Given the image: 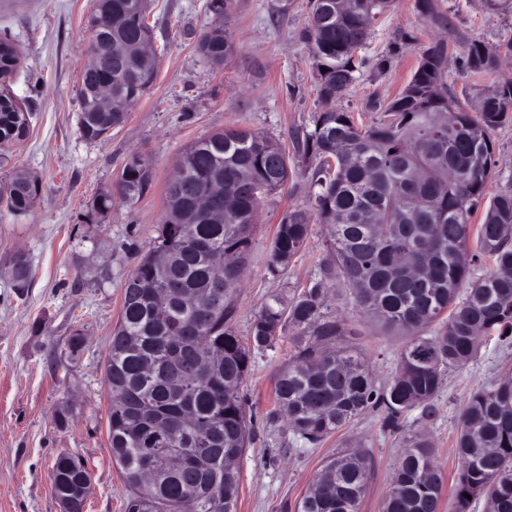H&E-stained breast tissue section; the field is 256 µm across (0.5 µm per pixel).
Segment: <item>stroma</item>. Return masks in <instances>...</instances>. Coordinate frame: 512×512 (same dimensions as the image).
Segmentation results:
<instances>
[{
	"label": "stroma",
	"mask_w": 512,
	"mask_h": 512,
	"mask_svg": "<svg viewBox=\"0 0 512 512\" xmlns=\"http://www.w3.org/2000/svg\"><path fill=\"white\" fill-rule=\"evenodd\" d=\"M207 0H150L148 23L157 39L153 86L128 108L124 126L89 143L78 125L80 73L88 62L87 19L91 0H0V36L11 38L20 62L8 89L29 115L26 137L8 147L0 180L12 168L38 178L41 194L26 216L0 215V512H61L52 492L51 465L62 453L84 460L91 491L84 512H124L127 489L112 461L106 431L108 399L104 365L121 309V289L137 258L146 253L163 214L162 194L173 165L193 141L226 127L267 134L290 147L292 130L311 127L320 111L315 61L300 32L309 0H233L228 25L234 54L215 68L196 51L200 33L214 23ZM455 27L444 37L488 44L512 40V8L493 11L486 0H444ZM414 41L402 44V34ZM437 31L420 17L415 0H395L374 23L359 54L365 65L341 101L358 122L376 121L382 107L408 84L423 47ZM388 59L376 70L377 59ZM512 82V59L491 73L474 75L457 59L448 63V88L476 107L495 86ZM494 167L487 193L512 192V122L492 133ZM139 152L154 177L136 203L114 201L110 212L92 210L111 189L127 157ZM310 169L300 165L288 184L265 196L250 241L243 285L236 297V331L250 324L272 291L290 296L317 277L324 230L311 226L302 252L287 267L270 266L274 231L290 210L309 207ZM24 254L31 269L26 294L13 286V259ZM82 332L85 346L69 358L67 345ZM359 344L385 383L396 364L400 339L365 324ZM290 345L256 354L243 384L254 417L255 438L239 462L237 512H295L323 462L346 445L373 459L359 512H383L393 474L409 440L427 435L447 476H454L457 421L469 394L512 368V347L488 337L477 357L451 371L432 415L411 411L403 428L384 430L369 413L315 448L282 451L291 433L268 426L273 378L288 361ZM66 421H59V414Z\"/></svg>",
	"instance_id": "1"
}]
</instances>
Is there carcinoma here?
<instances>
[{"instance_id":"cac0c4a2","label":"carcinoma","mask_w":512,"mask_h":512,"mask_svg":"<svg viewBox=\"0 0 512 512\" xmlns=\"http://www.w3.org/2000/svg\"><path fill=\"white\" fill-rule=\"evenodd\" d=\"M393 0H309L301 39L312 49L322 103L313 127L295 134L294 158L280 142L226 128L182 152L164 189L161 224L151 249L122 289L105 368L107 437L128 488L125 512H237L238 462L254 436L241 384L256 351L275 347L286 328L293 353L275 375L271 426L288 422L293 441L319 444L368 413L390 431L416 408L430 415L451 368L468 364L480 337L512 340V193L486 198L494 166L492 131L508 117L512 83L496 86L469 111L448 94V42L425 46L402 92L379 122L360 127L336 103L350 91L356 51ZM424 21L451 26L443 0H415ZM147 0H91L89 26L100 28L87 52L106 41L129 46L87 69L79 84V131L88 142L122 127L126 112H103L101 91L131 103L156 79ZM228 24L217 22L197 41L200 55L221 66L233 50ZM512 56V40H466L463 67L494 71ZM326 71H321V68ZM3 94L0 136L28 116ZM320 160L311 173L309 210H290L277 224L270 264L286 266L305 246L311 218L325 230L318 276L300 293L269 295L250 326L249 342L234 327L241 286L237 258L249 260L255 217L264 196L288 182L291 164ZM233 210L218 221L195 207L215 181ZM153 186L150 167L132 154L114 184L136 203ZM39 183L14 172L0 189L9 214L31 210ZM484 208L483 223L471 224ZM494 268L476 278L483 257ZM224 277L223 294L211 301ZM390 335L402 336L391 379L378 386L352 338L357 324L324 311L335 282ZM511 333H506V330ZM458 467L450 494L454 512L485 497L491 512H512V376L479 388L458 420ZM372 458L350 452L329 459L296 512H358ZM90 476L84 461L59 454L52 474ZM447 478L435 448L412 440L385 497L383 512H442ZM471 498H465V495Z\"/></svg>"}]
</instances>
